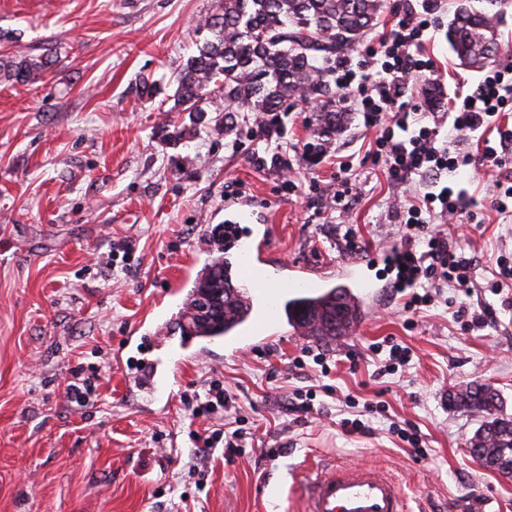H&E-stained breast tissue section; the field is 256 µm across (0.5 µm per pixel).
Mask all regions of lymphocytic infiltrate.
Masks as SVG:
<instances>
[{
	"label": "lymphocytic infiltrate",
	"mask_w": 512,
	"mask_h": 512,
	"mask_svg": "<svg viewBox=\"0 0 512 512\" xmlns=\"http://www.w3.org/2000/svg\"><path fill=\"white\" fill-rule=\"evenodd\" d=\"M444 10V0H418L381 33L380 51L359 61L343 56L330 68L336 88L352 94L351 106L361 116L363 128L375 130L369 154L384 165L390 186L398 189L417 177L427 182L423 190L394 197L389 204L403 232L399 245L385 259L397 267L393 287L407 293L404 307L412 311L430 304L439 288L467 292L473 285L472 259L450 250L447 237L435 225L457 210L453 188L439 184L442 172L457 171L479 159L492 163L498 174L490 206L503 220H512V154L507 151L512 131H499L494 139L489 136L499 114L512 109V68L489 70L466 93L452 98L430 90L419 105L411 107L405 101L410 83L435 68L424 48ZM441 111L449 119L446 135L441 132L444 125L427 121ZM285 135L280 114L258 118L250 134L255 146L249 161L258 170L282 172L284 186L291 190L297 172L288 160L290 152L300 151L303 162L316 165L331 151L308 145L297 148ZM181 404L188 420L205 416L219 422L204 432H190L199 452L220 447L228 461L244 454L250 434L242 426L243 416H230L233 398L221 379L209 377L200 387L185 391Z\"/></svg>",
	"instance_id": "1"
}]
</instances>
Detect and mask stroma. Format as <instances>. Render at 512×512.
Segmentation results:
<instances>
[{"instance_id": "obj_1", "label": "stroma", "mask_w": 512, "mask_h": 512, "mask_svg": "<svg viewBox=\"0 0 512 512\" xmlns=\"http://www.w3.org/2000/svg\"><path fill=\"white\" fill-rule=\"evenodd\" d=\"M460 0H447L427 48L447 94L471 86L448 44ZM214 0H0V58L52 53L57 63L33 84L0 81V512H302L294 473L307 460L354 462L399 481L411 512H512V479L479 466L468 452L477 414L449 406L448 393L496 388L512 416V288L487 285L499 257L512 260V223L490 209V165L454 178L463 198L443 223L451 248L474 258L470 293L442 288L417 312L404 310L383 248L398 235L386 205L390 186L367 157L371 132L346 114L332 144L348 156V179L362 198L345 215L370 248L342 252L324 219L335 165L315 171L320 193L279 192L274 175L248 161L245 134L224 135L174 111L175 78L207 33L200 22ZM155 86L141 96L143 82ZM171 123L180 137H167ZM261 198L259 223L272 228V261L365 267L381 289L352 333L324 342L281 323L262 347L237 353L223 339L214 356L180 360L178 298L164 291L208 263L207 239L224 225L234 194ZM476 225H469L470 217ZM135 247L130 270L103 271L121 242ZM490 307L485 326L463 329L460 308ZM155 342L121 350L144 317ZM409 347V366L377 376L373 344ZM325 353L322 377L304 351ZM158 361L171 396L128 386L129 367ZM100 370L97 396L65 397L74 366ZM218 373L254 433L252 452L234 463L224 451L200 453L189 439L180 395ZM328 383L313 410L289 406L296 391ZM383 405L371 434L339 425L346 399ZM412 424L423 453L392 436ZM266 448L275 457L263 456Z\"/></svg>"}]
</instances>
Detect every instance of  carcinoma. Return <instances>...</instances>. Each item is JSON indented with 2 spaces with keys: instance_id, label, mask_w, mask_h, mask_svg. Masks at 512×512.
Returning <instances> with one entry per match:
<instances>
[{
  "instance_id": "carcinoma-1",
  "label": "carcinoma",
  "mask_w": 512,
  "mask_h": 512,
  "mask_svg": "<svg viewBox=\"0 0 512 512\" xmlns=\"http://www.w3.org/2000/svg\"><path fill=\"white\" fill-rule=\"evenodd\" d=\"M477 10L461 4L448 24V43L461 65L486 67L499 49L495 18L502 0H484ZM385 0H217L201 28L210 38L197 47L177 78L175 106L201 120L205 113L221 117L224 133L237 130L245 114L265 115L303 99L320 102L317 139L329 138L336 127V90L328 66L358 44L378 20ZM53 66L51 55L20 54L0 62L4 80L34 83ZM224 257L211 260L195 280L179 318L187 333L225 336L242 317L241 306L222 295L217 309L201 319L196 309L215 289L224 287ZM350 307L347 290L333 289L324 300L296 298L288 302V322L312 325L314 315ZM451 406L481 414L474 434L485 454V467L512 459V417L500 411L496 390L471 385L453 396Z\"/></svg>"
}]
</instances>
